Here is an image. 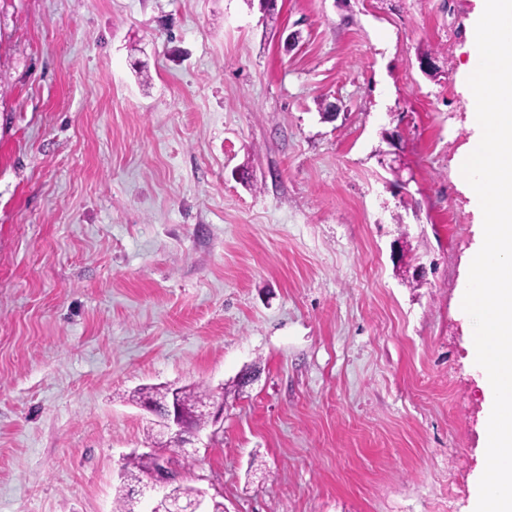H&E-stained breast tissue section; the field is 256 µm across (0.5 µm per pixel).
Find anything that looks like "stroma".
Instances as JSON below:
<instances>
[{"label":"stroma","mask_w":512,"mask_h":512,"mask_svg":"<svg viewBox=\"0 0 512 512\" xmlns=\"http://www.w3.org/2000/svg\"><path fill=\"white\" fill-rule=\"evenodd\" d=\"M476 5L0 0V512H113L156 384L226 512H472Z\"/></svg>","instance_id":"obj_1"}]
</instances>
